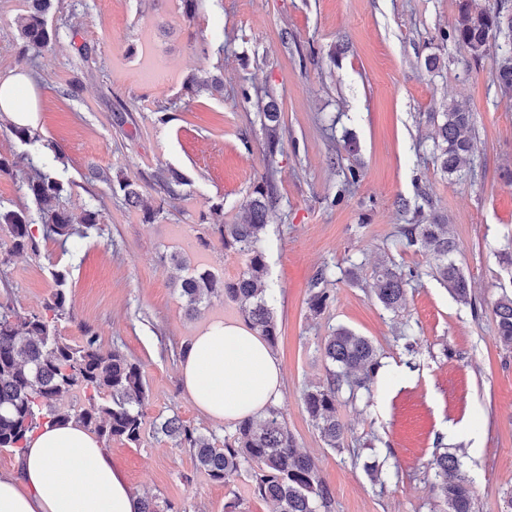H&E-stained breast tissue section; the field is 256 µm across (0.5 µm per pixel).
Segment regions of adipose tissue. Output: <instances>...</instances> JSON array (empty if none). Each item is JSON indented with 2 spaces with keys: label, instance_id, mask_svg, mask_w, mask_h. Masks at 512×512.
I'll list each match as a JSON object with an SVG mask.
<instances>
[{
  "label": "adipose tissue",
  "instance_id": "1",
  "mask_svg": "<svg viewBox=\"0 0 512 512\" xmlns=\"http://www.w3.org/2000/svg\"><path fill=\"white\" fill-rule=\"evenodd\" d=\"M180 381L218 422L256 418L281 397V369L264 340L216 320L193 336ZM138 497L96 435L75 422L28 434L16 473L0 475V512H138Z\"/></svg>",
  "mask_w": 512,
  "mask_h": 512
}]
</instances>
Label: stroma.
Wrapping results in <instances>:
<instances>
[{
	"label": "stroma",
	"instance_id": "1",
	"mask_svg": "<svg viewBox=\"0 0 512 512\" xmlns=\"http://www.w3.org/2000/svg\"><path fill=\"white\" fill-rule=\"evenodd\" d=\"M458 0H203L185 21L179 0H54L60 36L52 49L23 55L17 27L26 0H0V80L38 74L40 136L28 146L0 114V155L59 146L57 174L71 182L67 208L102 198L99 228L59 244L40 242L0 266V300L37 312L55 290L53 267L70 270L66 291L74 321L59 320L68 342L77 323L94 328L104 348L140 363L148 390L147 421L173 414L204 433L229 426L209 419L179 380L182 350L210 321L241 322L235 304L214 297L187 316L171 260L235 277L240 255L224 252L207 225L212 205L224 220L246 217L245 205L265 172L277 199L262 242L268 300L280 336L274 350L283 373L279 406L299 450L314 458L335 497L334 512H440L429 466L440 448L455 452L470 481L474 512H502L512 495V349L496 336L492 307L512 291V101L501 98L494 59L475 61L441 32ZM86 54H79L80 46ZM435 56L440 64L427 70ZM221 76L223 93L191 95V79ZM77 84L76 97L63 88ZM249 98H242V91ZM281 112L279 144L267 158L259 97ZM453 100L472 113L477 149L473 169L444 175L431 148L440 114ZM357 142L343 150L344 137ZM137 181L146 204L157 205L154 174L179 171L181 199L151 223L109 195L106 182L85 178L88 166ZM360 180L346 186L350 169ZM407 210H399L398 201ZM423 211L450 225L456 260L471 277L473 302H457L432 275L420 246H393L399 225ZM388 257L415 278L398 311L374 294V270ZM357 267V280L347 271ZM332 296L319 313L308 304L320 269ZM368 337L383 367L370 396L339 398L349 428L330 448L314 428L303 394L322 383L320 346L337 327ZM410 330L413 339L399 334ZM461 425L458 435L445 432ZM108 452L141 497L167 500L186 512H273L254 497L242 472L211 480L190 449L145 431L138 443L112 441ZM378 461L374 482L364 469Z\"/></svg>",
	"mask_w": 512,
	"mask_h": 512
}]
</instances>
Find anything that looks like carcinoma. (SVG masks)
Segmentation results:
<instances>
[{"mask_svg": "<svg viewBox=\"0 0 512 512\" xmlns=\"http://www.w3.org/2000/svg\"><path fill=\"white\" fill-rule=\"evenodd\" d=\"M29 7L19 17L22 53L39 55L59 38V27L49 19L52 0H28ZM448 37L475 60L499 51L494 59V84L501 96L512 98V8L505 0H494L488 7L476 0H459L458 13ZM193 95L204 90H224V80L212 76L193 81L188 86ZM267 130L268 153L277 152V127L280 113L270 101L263 108ZM473 114L463 101L453 100L442 113L435 145L440 169L450 176L471 169L475 144L472 136ZM23 173L22 188L31 197L36 210L0 208V232L8 241L0 242V265L11 256L38 252L33 225L42 228L43 237H55L66 243L74 237L85 238L100 223L98 205L88 204L80 214L70 211L63 199L71 184L60 179L45 162H34L27 155L7 158L0 155V177ZM160 194L155 207L144 204L140 185L125 177L109 178L111 195L121 197L128 207L143 212L147 223L155 221L164 205L181 195L183 177L172 169L155 175ZM272 187L261 177L247 202V217L242 224L224 223V204L211 211L209 230L224 250L245 257L239 275L224 280L209 270L189 269L184 261L172 258L187 274L178 284L185 314L191 316L198 306L211 297L223 296L234 302L247 327L260 336L270 348L278 343L279 331L275 314L266 298L267 264L262 248V235L271 220ZM398 233L410 246L420 245L432 258V273L460 302H472L471 287L457 265V243L449 225L434 221L425 224H403ZM51 274L56 289L38 313H22L9 300L0 303V448L20 452L27 435L43 422H66L71 419L104 442L114 439L136 443L145 426L144 407L147 389L139 363L120 350L104 348L98 334L79 324V344L67 342L58 332L61 318L73 319L67 307L64 289L66 269ZM377 301L394 310L405 303L413 272L405 273L395 263H382L375 270ZM493 317L500 344L512 348V294L503 293L495 302ZM323 355L328 362V377L323 384L308 389L303 395L305 409L323 442L339 448L348 436L338 413L339 392L346 389L355 397L361 390L371 391L382 362L374 343L351 329L340 326L325 339ZM79 390L86 402L77 410L57 406L66 394ZM157 434L174 444L193 451L198 467L211 479L224 481L243 470L250 472L255 497L270 501L276 512H333L334 498L323 483L313 459L298 451L293 434L288 430L281 408L274 406L260 418H248L224 436V447L218 438L206 435L185 423L177 415L153 422ZM436 486L445 512H474L470 485L461 470L457 456L447 451L431 462ZM139 512H187L169 501L140 499Z\"/></svg>", "mask_w": 512, "mask_h": 512, "instance_id": "1", "label": "carcinoma"}]
</instances>
